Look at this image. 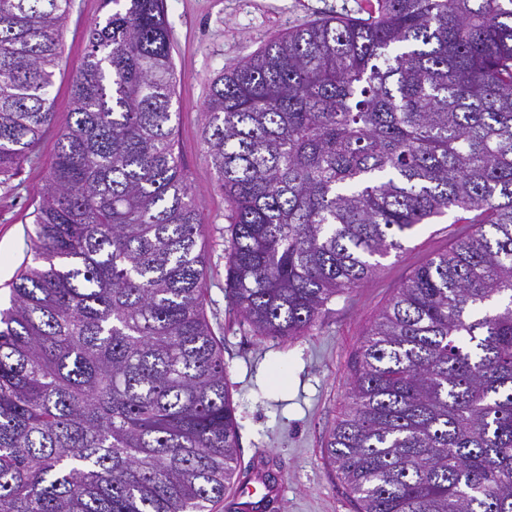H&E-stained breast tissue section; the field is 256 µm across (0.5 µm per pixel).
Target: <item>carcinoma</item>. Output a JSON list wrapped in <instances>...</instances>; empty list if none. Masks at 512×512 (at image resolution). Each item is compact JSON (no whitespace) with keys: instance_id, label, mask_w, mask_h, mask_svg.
<instances>
[{"instance_id":"obj_1","label":"carcinoma","mask_w":512,"mask_h":512,"mask_svg":"<svg viewBox=\"0 0 512 512\" xmlns=\"http://www.w3.org/2000/svg\"><path fill=\"white\" fill-rule=\"evenodd\" d=\"M0 308V512H209L236 408L171 126L165 0H105ZM70 0H0V183L31 157ZM225 293L295 338L461 214L367 330L326 442L359 512H512V0H376L211 82Z\"/></svg>"}]
</instances>
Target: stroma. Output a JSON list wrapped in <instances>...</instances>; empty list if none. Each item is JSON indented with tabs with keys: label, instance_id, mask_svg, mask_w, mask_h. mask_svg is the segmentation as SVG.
<instances>
[{
	"label": "stroma",
	"instance_id": "obj_1",
	"mask_svg": "<svg viewBox=\"0 0 512 512\" xmlns=\"http://www.w3.org/2000/svg\"><path fill=\"white\" fill-rule=\"evenodd\" d=\"M365 0H167L177 89L176 149L197 191L210 246L206 315L223 347L228 392L239 424L237 473L242 482L280 488L281 501L255 505L228 488L213 512H357L332 469L326 440L347 408V390L371 322L402 282L461 231L456 213L419 225L400 257L383 260L377 275L350 296L329 302L319 332L293 339L260 336L224 292L223 230L228 204L206 157L204 103L211 80L272 36L314 19L357 15ZM108 13L103 0H71L63 24L60 65L52 91L55 119L17 176L0 184V301L26 256V234L38 193L54 157L59 131L70 118V88L94 21Z\"/></svg>",
	"mask_w": 512,
	"mask_h": 512
}]
</instances>
